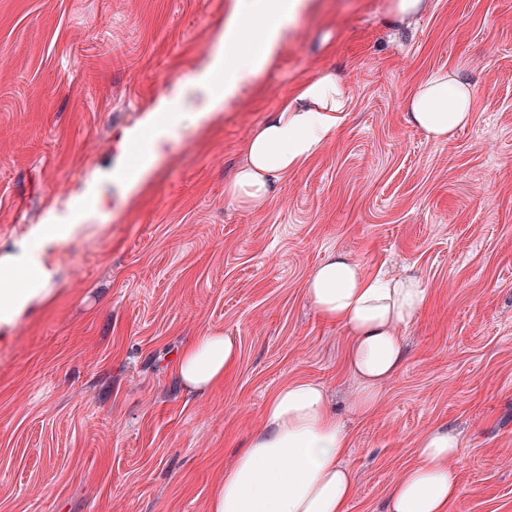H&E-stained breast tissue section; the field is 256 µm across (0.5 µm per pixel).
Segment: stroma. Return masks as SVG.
Listing matches in <instances>:
<instances>
[{
    "mask_svg": "<svg viewBox=\"0 0 512 512\" xmlns=\"http://www.w3.org/2000/svg\"><path fill=\"white\" fill-rule=\"evenodd\" d=\"M237 0H0V264L52 281L0 327V512H209L287 382L319 383L349 437V512H387L417 442L445 428L467 492L512 512V0H307L269 68L166 135L135 191L105 180L158 98L196 80ZM469 84L472 120L437 142L407 120L429 73ZM333 71L348 118L264 204L225 189L266 113ZM68 182L72 192L53 191ZM82 213L95 253L36 243ZM333 253L415 274L428 298L378 406L349 410L345 329L305 284ZM240 358L202 391L176 355L205 331Z\"/></svg>",
    "mask_w": 512,
    "mask_h": 512,
    "instance_id": "35a3bbf8",
    "label": "stroma"
}]
</instances>
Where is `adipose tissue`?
Listing matches in <instances>:
<instances>
[{"instance_id":"obj_1","label":"adipose tissue","mask_w":512,"mask_h":512,"mask_svg":"<svg viewBox=\"0 0 512 512\" xmlns=\"http://www.w3.org/2000/svg\"><path fill=\"white\" fill-rule=\"evenodd\" d=\"M302 0H245L219 30L210 61L192 88L163 95L142 129L131 134V164L112 178L137 189L150 175L160 141L185 118L206 121L271 64L286 24ZM352 90L332 73L299 84L252 133L246 156L226 189L243 206L265 203L288 173L302 165L345 122ZM410 121L437 141L448 139L472 117L471 91L447 71L429 74L409 101ZM51 273L36 264L0 271V326H7L40 297ZM316 311L340 324L350 338L348 367L358 381L352 411L366 414L381 400L382 383L403 362L399 330L423 307L427 284L417 276H366L342 255L322 263L306 285ZM234 337L211 331L195 337L174 370L195 388L221 381L237 362ZM348 436L329 408L323 387L311 380L282 386L270 399L262 428L225 470L209 512H348L354 482L344 463ZM458 441L448 431L425 433L418 462L390 488L389 512H447L464 489L449 462Z\"/></svg>"}]
</instances>
